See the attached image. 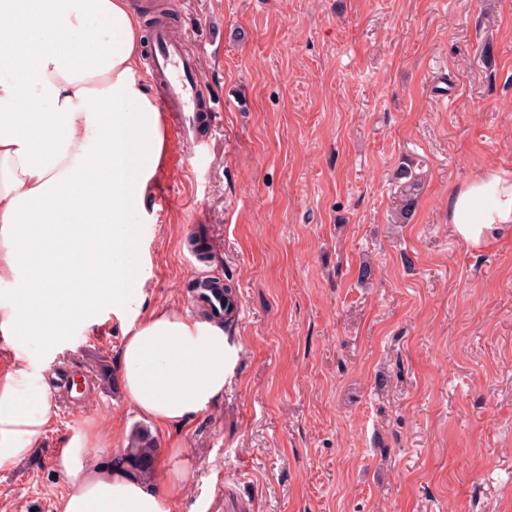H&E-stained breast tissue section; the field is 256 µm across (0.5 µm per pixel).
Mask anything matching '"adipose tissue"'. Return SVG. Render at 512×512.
I'll list each match as a JSON object with an SVG mask.
<instances>
[{"instance_id": "1", "label": "adipose tissue", "mask_w": 512, "mask_h": 512, "mask_svg": "<svg viewBox=\"0 0 512 512\" xmlns=\"http://www.w3.org/2000/svg\"><path fill=\"white\" fill-rule=\"evenodd\" d=\"M143 34L131 0H0V334L16 363L0 379V460L20 459L49 424L45 385L26 386L34 352L111 306L125 326V393L163 427L207 410L237 351L220 322L146 307L149 274L133 211L164 167L168 130L145 90ZM454 234L473 247L512 229V169L490 168L448 197ZM92 428L56 466L55 512H171L172 497L118 460L98 461Z\"/></svg>"}]
</instances>
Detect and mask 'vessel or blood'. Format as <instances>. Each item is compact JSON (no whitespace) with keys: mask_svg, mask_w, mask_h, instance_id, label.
Listing matches in <instances>:
<instances>
[{"mask_svg":"<svg viewBox=\"0 0 512 512\" xmlns=\"http://www.w3.org/2000/svg\"><path fill=\"white\" fill-rule=\"evenodd\" d=\"M151 70L164 110L178 129V141L166 155V170L185 167V151L198 139L199 115L205 97L196 78V60L187 53L182 39L173 37L164 24L151 33Z\"/></svg>","mask_w":512,"mask_h":512,"instance_id":"1","label":"vessel or blood"}]
</instances>
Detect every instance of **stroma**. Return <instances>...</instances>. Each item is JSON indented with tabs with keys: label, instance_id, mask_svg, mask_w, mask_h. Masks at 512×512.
<instances>
[{
	"label": "stroma",
	"instance_id": "obj_1",
	"mask_svg": "<svg viewBox=\"0 0 512 512\" xmlns=\"http://www.w3.org/2000/svg\"><path fill=\"white\" fill-rule=\"evenodd\" d=\"M132 3L145 28L155 5L174 13L210 120L170 201L131 217L146 304L198 318L196 282L231 285L236 374L158 426L123 393L104 307L35 358L32 382L86 386L53 393L39 444L0 461V512H55L56 450L89 426L115 458L150 431L172 512L220 487L249 512H512V232L477 249L448 226L454 188L512 169V0ZM395 178L401 184L399 214L400 219L405 222L415 209L420 184L413 171L404 166L397 169Z\"/></svg>",
	"mask_w": 512,
	"mask_h": 512
}]
</instances>
